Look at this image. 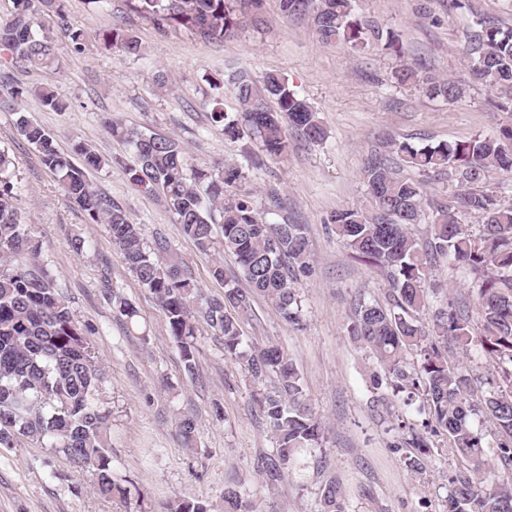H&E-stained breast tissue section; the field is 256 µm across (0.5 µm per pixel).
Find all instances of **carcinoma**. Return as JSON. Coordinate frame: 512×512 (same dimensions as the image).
Here are the masks:
<instances>
[{"label": "carcinoma", "instance_id": "cac0c4a2", "mask_svg": "<svg viewBox=\"0 0 512 512\" xmlns=\"http://www.w3.org/2000/svg\"><path fill=\"white\" fill-rule=\"evenodd\" d=\"M9 18L0 20V57L33 67L58 62V41L78 49L85 34L68 25L65 0H12ZM135 9L158 27H186L201 36L222 40L257 12L263 0H133ZM286 17L308 16L324 42L342 41L361 51L383 40L396 49L398 35L383 32L354 17L353 0H280ZM466 51L474 79L494 90L492 106L512 113V29L502 30L478 18L466 33ZM106 44L141 56L138 38L119 28L103 34ZM400 86L450 103L463 101L466 90L447 78L423 75L407 64L393 71ZM236 112H224L223 101L212 102L211 119L230 140H259L262 157L288 154V131L311 142L327 132L317 112L290 89L288 79L275 72L262 78L245 70L231 77ZM27 95L63 112L66 105L46 87L19 88L0 72V108L17 114L16 129L34 148L40 162L56 177L66 197L93 224H106L113 248L129 272L158 302L170 335L177 342L185 369H196V340L200 323L224 339V355L239 365L252 382L271 375L277 391L256 398L259 414L274 435L276 448L260 457L262 486L274 490L296 465L306 448L316 447L323 422L308 407L301 377L288 354L277 344H248L242 326L259 296L288 323L301 324L297 273L309 267V245L300 224H269L237 185L244 179L233 164L216 169L187 167L185 151L171 137L147 135L107 118L113 138L133 147L126 165L132 185L157 197L181 224L183 233L202 254L230 253L249 289L224 285L220 297H206L184 274L186 263L161 239L147 249L141 225L106 195L93 189L86 171L106 162L84 143L74 151L83 157L75 165L60 152L55 139L19 108ZM391 153L417 169L446 176L456 191L445 203L424 201L421 183L395 176L388 159L371 158L364 169L367 204L341 209L331 216L337 234L365 262L387 270L389 305L360 303L352 314V331L385 365L399 392L422 390L435 424L445 431L463 471L451 481L448 512H512V482H488L483 436L469 424L470 416H491L506 441L500 443L501 462L512 468V204L498 199L488 184L492 173L512 175V127L468 140L439 142L416 148L392 141ZM20 188L14 163L0 152V447L13 448L21 438L61 453L75 467L91 472L103 497L128 498L130 489L112 474L110 429L112 410L99 399L101 369L88 332L75 321L53 277L39 260V243L29 234L14 206ZM432 211L427 237L419 240L411 226L424 209ZM482 219L478 233L464 223L468 215ZM220 225V233L214 226ZM442 261L464 267L471 276L474 302H451L434 315L433 326L420 321L426 309L427 271ZM113 312L125 323L138 325V311L116 296ZM478 319L480 329L473 327ZM420 348L421 363L411 368L405 355ZM474 347L488 356L507 382L508 390L492 388L476 395L474 379L448 363L450 348ZM185 446H192L197 420L182 415L177 424ZM322 512H345L339 485L322 490ZM165 512H207L199 501H175ZM224 512H257L236 487L224 489Z\"/></svg>", "mask_w": 512, "mask_h": 512}]
</instances>
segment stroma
<instances>
[{"label": "stroma", "mask_w": 512, "mask_h": 512, "mask_svg": "<svg viewBox=\"0 0 512 512\" xmlns=\"http://www.w3.org/2000/svg\"><path fill=\"white\" fill-rule=\"evenodd\" d=\"M354 9L358 18L397 33L401 54L323 43L309 19H283L280 0H263L261 23L246 24L222 41L187 29L160 31L129 0H112L106 10L88 0H66L69 24L86 35L81 48L61 46L59 64L50 69L10 66L14 84L48 87L69 106L53 112L28 96L21 111L52 133L61 152L72 154L81 141L107 158L106 166L90 173L92 186L141 224L146 245L160 238L179 253L206 295H221L228 284L245 287L234 257L225 255L224 279L216 281L214 257L197 251L159 201L133 189L125 169L132 148L112 139L104 116L178 139L189 167L239 166L244 178L237 189L250 193L267 222L304 225L310 271L300 278L301 326L289 325L258 298L243 332L246 341L284 347L325 430L321 443L304 452L301 467L267 493L256 462L274 443L253 393L274 391V380L246 381L225 358L223 339L205 326L197 338L196 369L187 373L159 306L113 251L107 225L90 223L69 202L18 135L15 114L1 109L0 150L13 159L23 186L15 205L75 320L89 331L104 374L100 398L112 411V471L128 481L131 493L124 500L99 495L89 473L24 439L0 448V512H159L162 504L183 500L224 512L230 484L239 485L245 498L260 499L263 512H321L323 485L331 478L342 487L345 512H446L460 462L445 432L431 421L424 396L409 400L395 392L384 365L351 333L354 306L384 300L388 278L358 259L330 217L365 204L363 169L371 157L387 154V141L417 147L462 141L511 125L512 114L494 109L490 89L475 82L463 51V20L448 0H356ZM112 28L138 37L145 56L107 46L101 34ZM402 61L465 85V101L430 99L397 86L392 71ZM235 69L257 78L287 76L318 111L325 140L308 143L291 135L285 159L254 168L258 145L225 139L222 126L210 119L216 96H223L225 111H234L233 87L225 79ZM220 79L225 86L219 90ZM75 234L85 239L87 256L72 252ZM116 294L137 306V328L117 319ZM181 412L198 423L191 448L182 447L177 432ZM414 432L428 438L426 455L407 447ZM415 455L421 458L416 470L407 465Z\"/></svg>", "instance_id": "obj_1"}]
</instances>
